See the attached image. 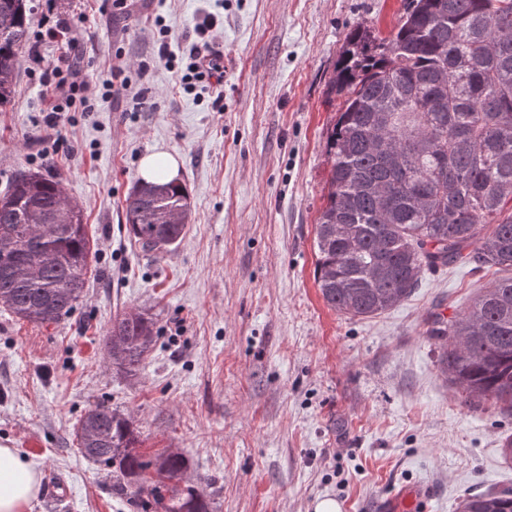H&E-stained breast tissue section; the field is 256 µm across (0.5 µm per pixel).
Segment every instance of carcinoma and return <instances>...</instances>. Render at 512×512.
I'll list each match as a JSON object with an SVG mask.
<instances>
[{"mask_svg":"<svg viewBox=\"0 0 512 512\" xmlns=\"http://www.w3.org/2000/svg\"><path fill=\"white\" fill-rule=\"evenodd\" d=\"M32 0H0V112L10 104L29 40ZM339 100L328 131L326 204L317 218L316 282L346 317L406 300L425 270L452 263L512 271V0H406L390 35L356 27L328 83ZM190 212L182 184L142 181L125 197L127 229L166 256ZM90 247L81 208L37 172L0 197V304L38 325L79 300ZM426 335L442 372L466 395L512 415V276L464 313L435 316ZM154 320L115 318L105 346L133 373L153 350ZM80 452L112 470V490L158 512H213L208 482L184 477L175 454L140 452L132 421L105 406L82 417ZM458 512H512V489L467 494Z\"/></svg>","mask_w":512,"mask_h":512,"instance_id":"1","label":"carcinoma"}]
</instances>
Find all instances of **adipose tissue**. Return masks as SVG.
<instances>
[{
    "mask_svg": "<svg viewBox=\"0 0 512 512\" xmlns=\"http://www.w3.org/2000/svg\"><path fill=\"white\" fill-rule=\"evenodd\" d=\"M40 490V474L19 451L0 446V512H26Z\"/></svg>",
    "mask_w": 512,
    "mask_h": 512,
    "instance_id": "obj_1",
    "label": "adipose tissue"
}]
</instances>
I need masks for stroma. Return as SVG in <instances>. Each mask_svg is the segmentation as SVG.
Returning <instances> with one entry per match:
<instances>
[{
  "label": "stroma",
  "instance_id": "stroma-1",
  "mask_svg": "<svg viewBox=\"0 0 512 512\" xmlns=\"http://www.w3.org/2000/svg\"><path fill=\"white\" fill-rule=\"evenodd\" d=\"M404 0H35L30 27H59L40 52L89 82L121 64L149 105L123 99L70 112L40 139L41 88L20 69L0 112V194L21 171L58 178L83 211L91 270L72 312L37 325L0 306V445L43 485L27 512H140L112 492L74 433L106 406L130 416L148 455L180 454L208 477L215 512H457L469 492L512 487L501 443L512 415L468 408L442 377L430 313H463L492 273L425 272L404 302L348 318L315 280L316 218L329 164L326 95L344 37L389 33ZM212 30L224 84L183 90L181 74ZM175 55H158L157 25ZM174 155L191 214L176 251L131 240L122 203L154 151ZM145 312L159 331L136 375L117 371L104 339L115 315Z\"/></svg>",
  "mask_w": 512,
  "mask_h": 512
}]
</instances>
